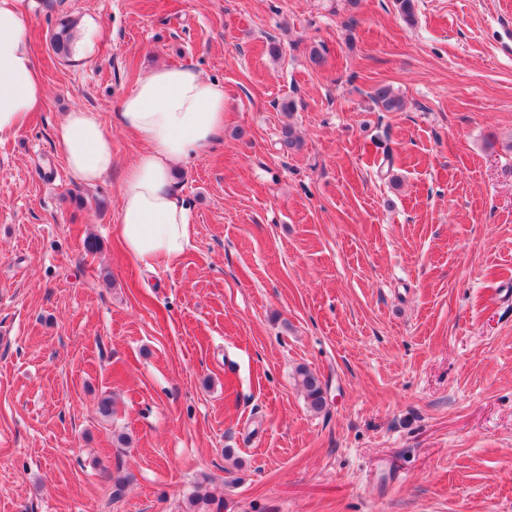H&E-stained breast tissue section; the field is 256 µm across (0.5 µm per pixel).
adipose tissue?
<instances>
[{"instance_id":"1","label":"adipose tissue","mask_w":512,"mask_h":512,"mask_svg":"<svg viewBox=\"0 0 512 512\" xmlns=\"http://www.w3.org/2000/svg\"><path fill=\"white\" fill-rule=\"evenodd\" d=\"M30 10L29 0H0V142L16 136L46 101L27 37ZM117 120L144 145L123 175L119 237L144 265L178 259L190 243L192 215L172 174L223 135L224 85L192 68L159 66L125 95ZM54 137L75 179L92 184L111 172L112 136L98 113L68 112Z\"/></svg>"}]
</instances>
